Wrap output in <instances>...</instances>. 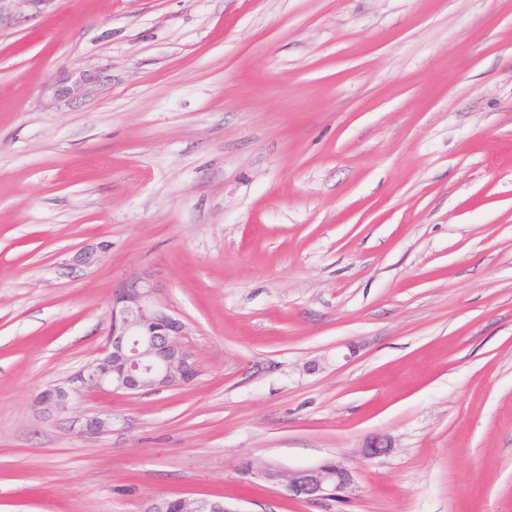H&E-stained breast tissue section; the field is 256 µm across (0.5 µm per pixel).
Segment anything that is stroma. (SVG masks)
Segmentation results:
<instances>
[{
	"label": "stroma",
	"instance_id": "stroma-1",
	"mask_svg": "<svg viewBox=\"0 0 512 512\" xmlns=\"http://www.w3.org/2000/svg\"><path fill=\"white\" fill-rule=\"evenodd\" d=\"M144 272L196 382L37 410ZM175 496L512 512V0H0V512ZM358 448L363 458L375 459L388 455L394 446L391 437L388 435L375 434L365 438ZM260 480L282 483L288 494L307 502L345 500L355 486L353 471L342 461H323L300 470H283L267 463L248 461L247 473Z\"/></svg>",
	"mask_w": 512,
	"mask_h": 512
}]
</instances>
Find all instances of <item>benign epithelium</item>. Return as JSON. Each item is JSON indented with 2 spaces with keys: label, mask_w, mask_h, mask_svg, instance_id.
I'll list each match as a JSON object with an SVG mask.
<instances>
[{
  "label": "benign epithelium",
  "mask_w": 512,
  "mask_h": 512,
  "mask_svg": "<svg viewBox=\"0 0 512 512\" xmlns=\"http://www.w3.org/2000/svg\"><path fill=\"white\" fill-rule=\"evenodd\" d=\"M158 286L148 273L125 280L112 295L110 324L99 357L65 380L40 392L34 406L44 414L62 413L71 401L89 391L138 395L192 385L201 373L193 351L184 342L188 327L157 299ZM111 418L85 420L83 432L98 436L110 430ZM393 441L386 434L365 438L359 453L365 459L388 455ZM247 474L285 486L288 494L307 502L344 500L355 486L353 471L342 461H323L300 470H283L248 462ZM181 512H239L224 499L180 498Z\"/></svg>",
  "instance_id": "1"
}]
</instances>
